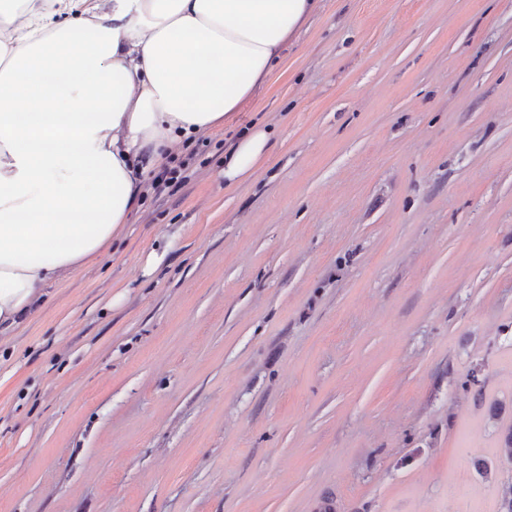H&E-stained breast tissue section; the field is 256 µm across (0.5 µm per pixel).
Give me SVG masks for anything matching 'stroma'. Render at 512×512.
Wrapping results in <instances>:
<instances>
[{
  "mask_svg": "<svg viewBox=\"0 0 512 512\" xmlns=\"http://www.w3.org/2000/svg\"><path fill=\"white\" fill-rule=\"evenodd\" d=\"M165 164L0 344V512H499L512 0H322ZM273 130L253 124L243 132L232 152L224 157V183L236 184L251 177L265 160Z\"/></svg>",
  "mask_w": 512,
  "mask_h": 512,
  "instance_id": "obj_1",
  "label": "stroma"
}]
</instances>
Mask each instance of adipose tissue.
Here are the masks:
<instances>
[{"instance_id": "1", "label": "adipose tissue", "mask_w": 512, "mask_h": 512, "mask_svg": "<svg viewBox=\"0 0 512 512\" xmlns=\"http://www.w3.org/2000/svg\"><path fill=\"white\" fill-rule=\"evenodd\" d=\"M318 0H0V335L101 256L179 139L235 119ZM273 132L224 159L251 177Z\"/></svg>"}]
</instances>
